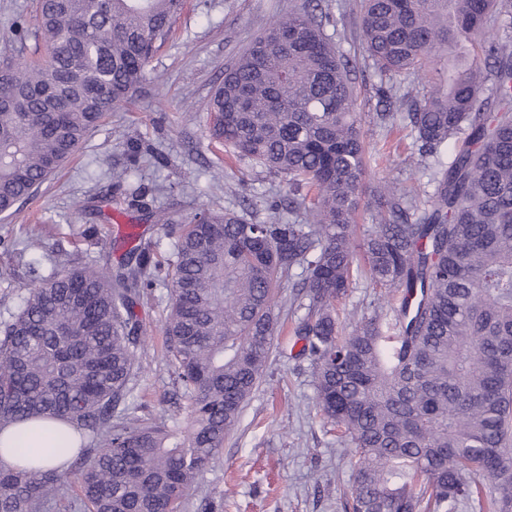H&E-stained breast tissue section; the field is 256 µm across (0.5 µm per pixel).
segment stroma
<instances>
[{
  "instance_id": "stroma-1",
  "label": "stroma",
  "mask_w": 512,
  "mask_h": 512,
  "mask_svg": "<svg viewBox=\"0 0 512 512\" xmlns=\"http://www.w3.org/2000/svg\"><path fill=\"white\" fill-rule=\"evenodd\" d=\"M290 0H186L172 36L146 67L137 92L94 130L75 157L21 203L17 214L0 219V323L15 313L28 282V266L50 274L62 254L79 264L119 260L133 247V235L170 256L180 219L202 208L231 209L264 218L275 204L282 218L303 215L287 180L261 167L228 159L209 133L206 105L238 53ZM359 0H321L326 32L356 64L361 124L365 132L369 188L388 183L417 204L433 191V161L417 163L414 136L403 122L381 124L377 112H405L403 94L414 76L389 78L372 66L358 37ZM391 93L380 102L379 90ZM125 173L116 188V173ZM174 216L157 224L149 211ZM39 234L42 245L28 244ZM294 269L279 291L284 306L270 364L246 403L237 427L225 437L213 467L199 481L181 512H343L342 493L353 472L346 450L316 413L309 361L291 334L303 313L294 298ZM169 290L157 284L138 309L146 345L142 370L128 403L137 415L186 425V400L173 383L164 357L162 320ZM397 302L381 297L368 280L356 278L339 303L340 321L378 315L384 334L396 332Z\"/></svg>"
}]
</instances>
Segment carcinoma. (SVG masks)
<instances>
[{
	"mask_svg": "<svg viewBox=\"0 0 512 512\" xmlns=\"http://www.w3.org/2000/svg\"><path fill=\"white\" fill-rule=\"evenodd\" d=\"M300 0L224 71L211 136L239 160L306 190L302 220L201 209L180 228L163 278V329L183 427L116 413L140 369L135 308L159 278L146 246L112 269L29 265L0 324V431L58 421L76 454L73 512H177L216 461L265 373L278 289L295 267V321L316 404L348 449L344 512H512V0H362L375 70L430 90L402 121L437 161L429 207L397 189L357 241L367 161L349 60ZM183 0H37L45 57L0 61V214L61 168L145 81ZM449 149L448 162L440 161ZM365 269L399 292L400 329L340 327L335 302ZM0 466V512H47L65 473Z\"/></svg>",
	"mask_w": 512,
	"mask_h": 512,
	"instance_id": "carcinoma-1",
	"label": "carcinoma"
}]
</instances>
